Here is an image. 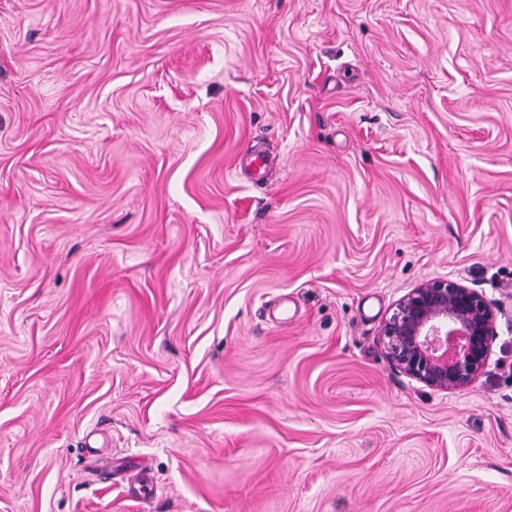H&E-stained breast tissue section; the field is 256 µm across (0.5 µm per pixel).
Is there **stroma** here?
I'll return each instance as SVG.
<instances>
[{
    "mask_svg": "<svg viewBox=\"0 0 512 512\" xmlns=\"http://www.w3.org/2000/svg\"><path fill=\"white\" fill-rule=\"evenodd\" d=\"M0 512H512V0H0ZM498 304L448 277L412 288L380 329L386 357L406 376L437 390L468 387L488 365Z\"/></svg>",
    "mask_w": 512,
    "mask_h": 512,
    "instance_id": "stroma-1",
    "label": "stroma"
}]
</instances>
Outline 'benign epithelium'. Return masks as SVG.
Listing matches in <instances>:
<instances>
[{
    "label": "benign epithelium",
    "mask_w": 512,
    "mask_h": 512,
    "mask_svg": "<svg viewBox=\"0 0 512 512\" xmlns=\"http://www.w3.org/2000/svg\"><path fill=\"white\" fill-rule=\"evenodd\" d=\"M497 312V303L458 280L425 281L401 297L383 322L386 357L431 388H466L488 365Z\"/></svg>",
    "instance_id": "benign-epithelium-1"
}]
</instances>
